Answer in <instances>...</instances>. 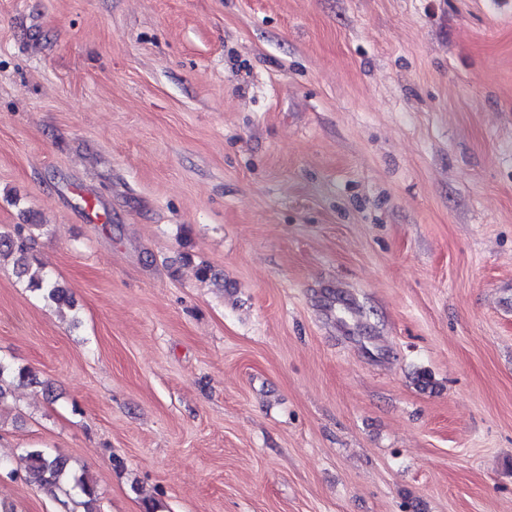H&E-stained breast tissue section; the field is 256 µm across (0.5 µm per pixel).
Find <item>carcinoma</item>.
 <instances>
[{"mask_svg": "<svg viewBox=\"0 0 512 512\" xmlns=\"http://www.w3.org/2000/svg\"><path fill=\"white\" fill-rule=\"evenodd\" d=\"M10 256L14 257L18 277L27 278L28 286L40 292L44 300L54 304L66 301L64 288L53 281L45 273L43 266L32 257L31 238L23 235L21 226L12 233L0 232V261ZM30 376L31 371L16 370L10 364L0 361V400L5 397L10 384L22 383ZM21 458L24 461L23 470L12 469L7 475L12 477L20 473L26 483L51 491L70 485L79 491L84 512H97V493L94 485L86 474H73L65 458L53 456L38 448L25 449Z\"/></svg>", "mask_w": 512, "mask_h": 512, "instance_id": "obj_1", "label": "carcinoma"}]
</instances>
